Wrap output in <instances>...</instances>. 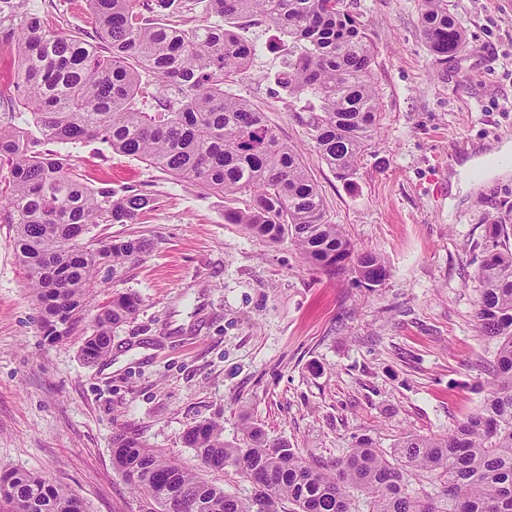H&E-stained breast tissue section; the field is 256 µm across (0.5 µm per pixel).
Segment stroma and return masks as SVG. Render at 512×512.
<instances>
[{"label": "stroma", "mask_w": 512, "mask_h": 512, "mask_svg": "<svg viewBox=\"0 0 512 512\" xmlns=\"http://www.w3.org/2000/svg\"><path fill=\"white\" fill-rule=\"evenodd\" d=\"M376 45L380 130L351 182L336 178L275 82L288 54L278 28L242 26L254 55L228 94L250 100L317 183L331 223L390 270L361 286L311 267L224 221L223 196L186 187L103 143L51 144L87 184L132 186L157 206L136 224H96L88 240L144 237L152 248L121 280L99 274L86 317L45 336L29 279L0 223V474L29 471L85 512H153L112 465L113 437L200 470L182 435L214 421L242 442L248 426L330 463L357 435L381 448L404 434H443L477 410L496 344L476 328L477 269L488 227L512 224V170L450 193L465 160L512 139V0H448L464 45L441 61L423 39L421 0H344ZM29 14L95 41L86 0H26ZM139 296L109 354L80 345L112 296Z\"/></svg>", "instance_id": "35a3bbf8"}]
</instances>
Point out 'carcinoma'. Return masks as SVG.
Instances as JSON below:
<instances>
[{"mask_svg": "<svg viewBox=\"0 0 512 512\" xmlns=\"http://www.w3.org/2000/svg\"><path fill=\"white\" fill-rule=\"evenodd\" d=\"M343 0H86L102 51L71 29L44 26L24 0H0V48L16 73L11 105L33 117L41 139L0 121V209L13 227L11 247L27 270L44 333L66 335L83 319L98 274L112 278L150 249L144 238L83 242L93 224H135L156 208L144 190L90 187L69 159L42 142L98 140L175 178L224 195V221L271 244L288 242L329 275L349 267L368 287L388 270L359 252L329 222L318 185L299 155L281 141L262 112L229 95L224 83L245 71L253 47L224 23L260 17L288 34L296 51L277 73L288 97L308 98L299 120L314 148L345 182L379 128L374 87L375 45ZM203 11V23L184 17ZM216 21H211V18ZM420 29L440 60L456 53L463 30L448 0H422ZM478 278L479 333L497 340L482 405L446 434H407L386 452L367 435L331 467L311 463L259 426L241 443L202 422L184 443L201 467H235L254 487L239 498L184 469L132 436L114 438L112 464L158 512H355L349 489L366 512H512V237L492 224ZM139 299L119 293L100 308L80 346L93 363L112 346V328L133 318ZM439 483L433 496L412 478ZM14 512H84L78 497L31 472L0 477Z\"/></svg>", "mask_w": 512, "mask_h": 512, "instance_id": "1", "label": "carcinoma"}]
</instances>
